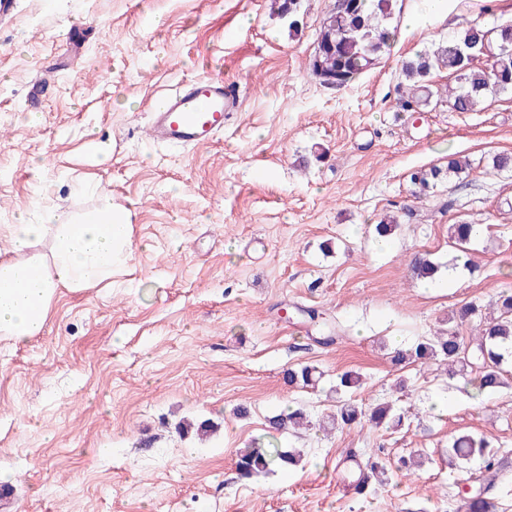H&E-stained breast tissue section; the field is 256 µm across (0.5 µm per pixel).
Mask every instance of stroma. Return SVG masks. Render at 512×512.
Masks as SVG:
<instances>
[{"instance_id":"obj_1","label":"stroma","mask_w":512,"mask_h":512,"mask_svg":"<svg viewBox=\"0 0 512 512\" xmlns=\"http://www.w3.org/2000/svg\"><path fill=\"white\" fill-rule=\"evenodd\" d=\"M334 3L300 0L291 22L268 0H17L0 26V225L40 199L78 211L95 191L129 210L133 245L124 283L62 292L38 336L0 341V476L14 489L0 512H456L482 470L448 455L465 432L508 456L492 495L512 512V386L475 397L438 363L389 359L512 289V172L491 168L512 152V95L476 112L397 104L402 60L466 23L512 22V0H447L412 32L419 0H402L390 55L340 88L308 70ZM200 75L224 77L238 112L209 145L156 147L152 105ZM452 153L472 161L468 177L417 194L412 173ZM387 215L399 226L381 250ZM465 221L484 227L475 268L427 287L413 255L447 271L448 227ZM312 310L339 323L332 343ZM302 365L317 385L289 387ZM346 372L361 378L351 400L390 403L403 428L291 431L300 467L238 479L235 451L269 416L321 420ZM184 418L218 430L182 435ZM377 448L420 463L356 493L349 453Z\"/></svg>"}]
</instances>
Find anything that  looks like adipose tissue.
<instances>
[{
    "instance_id": "ef3b65f1",
    "label": "adipose tissue",
    "mask_w": 512,
    "mask_h": 512,
    "mask_svg": "<svg viewBox=\"0 0 512 512\" xmlns=\"http://www.w3.org/2000/svg\"><path fill=\"white\" fill-rule=\"evenodd\" d=\"M0 237L10 244L9 257L0 259V339L15 345L40 334L61 290L112 279L132 246L129 214L106 194L97 195L79 221L49 210L34 224L23 212L14 223L0 225ZM45 237L51 240L48 254L34 253Z\"/></svg>"
}]
</instances>
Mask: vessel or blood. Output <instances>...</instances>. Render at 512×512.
<instances>
[{
    "instance_id": "vessel-or-blood-1",
    "label": "vessel or blood",
    "mask_w": 512,
    "mask_h": 512,
    "mask_svg": "<svg viewBox=\"0 0 512 512\" xmlns=\"http://www.w3.org/2000/svg\"><path fill=\"white\" fill-rule=\"evenodd\" d=\"M236 97L222 78L203 76L163 95L151 111L152 139L170 146H203L224 129Z\"/></svg>"
}]
</instances>
